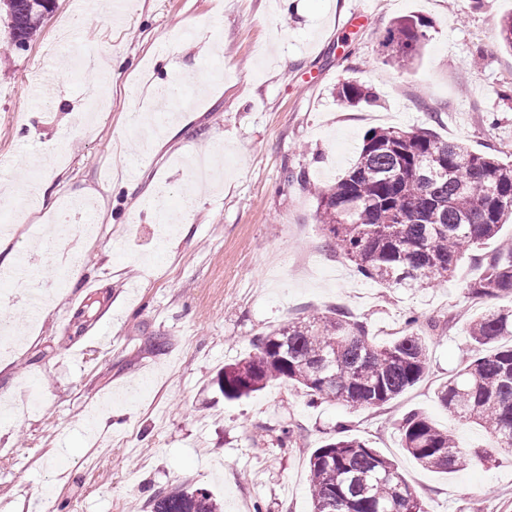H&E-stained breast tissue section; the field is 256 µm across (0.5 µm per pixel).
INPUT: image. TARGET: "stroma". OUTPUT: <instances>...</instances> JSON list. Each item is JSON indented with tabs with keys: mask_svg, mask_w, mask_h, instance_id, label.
I'll use <instances>...</instances> for the list:
<instances>
[{
	"mask_svg": "<svg viewBox=\"0 0 512 512\" xmlns=\"http://www.w3.org/2000/svg\"><path fill=\"white\" fill-rule=\"evenodd\" d=\"M512 0H127L122 20L87 0H55L24 49L0 4V270L37 239L47 202L91 197L99 233L53 276L56 302L0 357V398L32 380L42 412L0 416V512H143L157 489H208L222 512H311L307 462L338 431L393 459L430 512H512V448L491 466L420 467L398 422L428 415L459 444H485L436 399L470 355L467 325L512 297L474 300L467 283L491 241L427 288H383L336 256L318 221L319 189L352 166L371 129L426 128L512 159V52L500 44ZM420 15L429 39L407 71L382 45ZM52 87L34 100L36 80ZM363 82L373 105L343 107ZM161 135L143 144L133 113ZM215 159L223 183L192 187L186 157ZM308 183L285 185L286 171ZM341 307L384 343L421 319L428 370L380 408L309 404L293 383L236 401L216 379L251 341ZM299 428L278 447L282 426ZM337 100L346 107H356L361 103H370L376 95L369 87L354 81L343 82L336 92Z\"/></svg>",
	"mask_w": 512,
	"mask_h": 512,
	"instance_id": "35a3bbf8",
	"label": "stroma"
}]
</instances>
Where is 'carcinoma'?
<instances>
[{
	"label": "carcinoma",
	"instance_id": "1",
	"mask_svg": "<svg viewBox=\"0 0 512 512\" xmlns=\"http://www.w3.org/2000/svg\"><path fill=\"white\" fill-rule=\"evenodd\" d=\"M14 46L29 40L45 16L43 0H7ZM421 16L399 20L384 36L388 62L404 69L428 40ZM346 107L370 103L369 87L348 80L336 92ZM320 223L329 245L363 278L388 288H427L452 276L469 250L500 237L512 218V162L441 139L429 129L368 131L356 163L318 193ZM481 275L467 284L473 299L512 295V246L481 259ZM405 321L402 335L377 343L365 322L342 309L263 333L252 352L224 366L217 383L228 401L248 397L272 381L301 385L310 401L356 409L382 407L425 375L428 345ZM470 361L437 391L440 404L485 429L483 447L463 448L425 414L399 425L404 450L423 468L451 472L486 466L495 448L512 447V307L471 321ZM313 512H429L394 461L365 442L338 436L308 460ZM146 512H219L204 488L159 489Z\"/></svg>",
	"mask_w": 512,
	"mask_h": 512
}]
</instances>
